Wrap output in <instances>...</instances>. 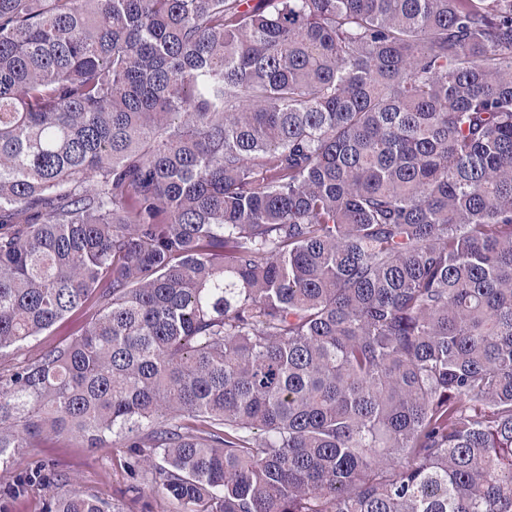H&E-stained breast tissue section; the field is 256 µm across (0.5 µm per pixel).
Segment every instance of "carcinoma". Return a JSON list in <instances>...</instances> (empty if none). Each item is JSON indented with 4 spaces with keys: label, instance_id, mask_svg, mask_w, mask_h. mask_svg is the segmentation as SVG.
I'll list each match as a JSON object with an SVG mask.
<instances>
[{
    "label": "carcinoma",
    "instance_id": "cac0c4a2",
    "mask_svg": "<svg viewBox=\"0 0 512 512\" xmlns=\"http://www.w3.org/2000/svg\"><path fill=\"white\" fill-rule=\"evenodd\" d=\"M79 310L0 371L1 470L512 512V0H0V357ZM82 322L81 313L76 312L71 315V317L62 324V327L56 331H53L50 336H40L38 340L30 342L27 346H25L22 354L28 356H34L38 354L42 348L48 346L49 344L55 342L61 337H64L65 334L76 331ZM115 448H86L64 438H52L37 448H22L14 458L12 479L0 474V512H44L47 493L34 483L27 484L21 495L15 494L9 483L25 479L28 465L39 462L47 473L67 480L76 488L112 502V497L126 493L130 479L113 462ZM10 479V481H9Z\"/></svg>",
    "mask_w": 512,
    "mask_h": 512
}]
</instances>
